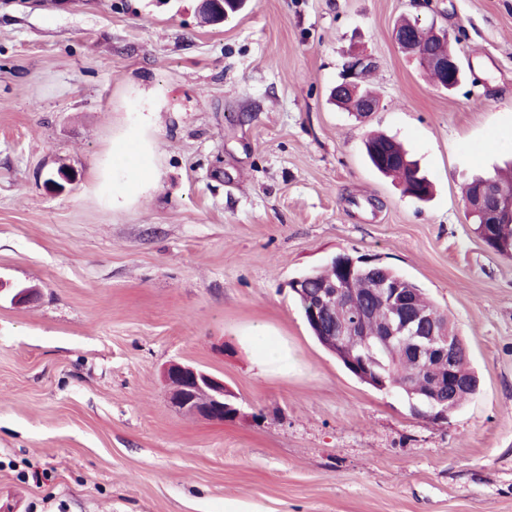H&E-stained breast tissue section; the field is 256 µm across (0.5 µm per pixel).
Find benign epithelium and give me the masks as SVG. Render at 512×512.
<instances>
[{
  "label": "benign epithelium",
  "mask_w": 512,
  "mask_h": 512,
  "mask_svg": "<svg viewBox=\"0 0 512 512\" xmlns=\"http://www.w3.org/2000/svg\"><path fill=\"white\" fill-rule=\"evenodd\" d=\"M427 33L438 41L450 43L447 31L428 30L417 23L396 28L394 39L403 51L414 54L418 52L416 43ZM369 63L366 54L352 53L344 65L342 81L334 90L336 101L351 99L364 116L377 107L376 101L360 95L357 83L361 71ZM420 64L439 75L437 86L440 88L451 90L461 81L460 62L450 49L443 55L430 54L420 59ZM500 196L490 183H484L474 192L473 200L465 201L468 215L479 217L483 224L495 223L494 217L501 207ZM348 270L349 267L341 266L343 277L322 289L323 297L308 308L307 317L314 326L322 329V342L326 348L365 378L374 376L379 381L381 377L357 355V351L397 347L403 358L430 374L429 390L432 401L437 404H452L460 394H472L477 390L476 377H465L456 370V360L464 344L448 319L417 307L402 288L385 281L377 289V298L389 307L390 313L387 320L376 324L369 309L357 301L353 289L348 287L344 278ZM372 323L376 324L373 333L368 331ZM164 380L169 403L180 412L217 422L224 421L226 412L233 418L239 414V409L227 402L230 393L224 380L210 373L172 362L164 370Z\"/></svg>",
  "instance_id": "obj_1"
}]
</instances>
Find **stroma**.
Returning a JSON list of instances; mask_svg holds the SVG:
<instances>
[{
	"label": "stroma",
	"mask_w": 512,
	"mask_h": 512,
	"mask_svg": "<svg viewBox=\"0 0 512 512\" xmlns=\"http://www.w3.org/2000/svg\"><path fill=\"white\" fill-rule=\"evenodd\" d=\"M200 5L0 0V512H512V254L462 195L512 160V0H247L221 23ZM404 18L447 30L455 89L399 48ZM358 50L365 118L332 97ZM372 130L429 202L369 165ZM128 143L160 178L127 196ZM339 254L448 315L478 389L446 419L312 336L289 284ZM258 323L288 374L257 375ZM172 361L239 415L173 408Z\"/></svg>",
	"instance_id": "1"
}]
</instances>
